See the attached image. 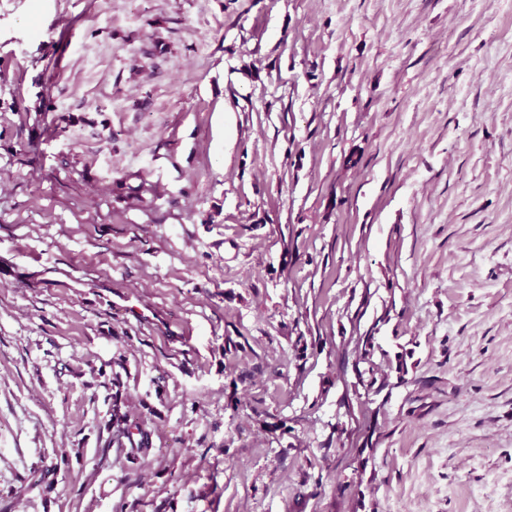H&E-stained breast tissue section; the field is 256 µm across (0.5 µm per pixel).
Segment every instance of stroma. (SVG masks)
<instances>
[{
  "label": "stroma",
  "instance_id": "stroma-1",
  "mask_svg": "<svg viewBox=\"0 0 512 512\" xmlns=\"http://www.w3.org/2000/svg\"><path fill=\"white\" fill-rule=\"evenodd\" d=\"M0 512H512V0H0Z\"/></svg>",
  "mask_w": 512,
  "mask_h": 512
}]
</instances>
